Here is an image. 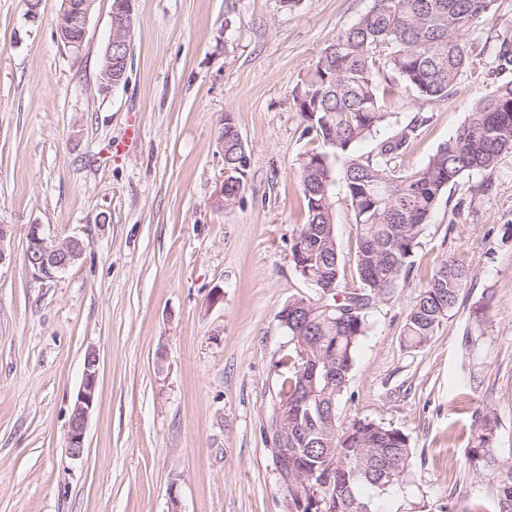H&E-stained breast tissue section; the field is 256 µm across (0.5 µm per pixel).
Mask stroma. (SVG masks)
I'll list each match as a JSON object with an SVG mask.
<instances>
[{"label":"stroma","mask_w":512,"mask_h":512,"mask_svg":"<svg viewBox=\"0 0 512 512\" xmlns=\"http://www.w3.org/2000/svg\"><path fill=\"white\" fill-rule=\"evenodd\" d=\"M113 0H94L81 50L55 36L63 0H0V512H292L267 429L289 338L278 313L317 295L292 240L305 221L299 159L315 149L296 83L373 0H135L128 79L98 90ZM512 0H495L468 40L473 66L448 99L386 97L394 136L418 120L402 158L425 165L476 102L512 79L500 41ZM232 114L250 156L240 196L218 204V144ZM330 198L343 268L359 288L358 231L343 178ZM76 238L77 263L41 281L29 225ZM467 288L423 347L406 315L443 260ZM394 295L369 312L338 412L396 427L414 449L411 482L379 512H469L483 484L455 488L479 418L512 450V152L449 186ZM489 303L486 321L475 308ZM99 385L82 458L68 422L87 352Z\"/></svg>","instance_id":"obj_1"}]
</instances>
